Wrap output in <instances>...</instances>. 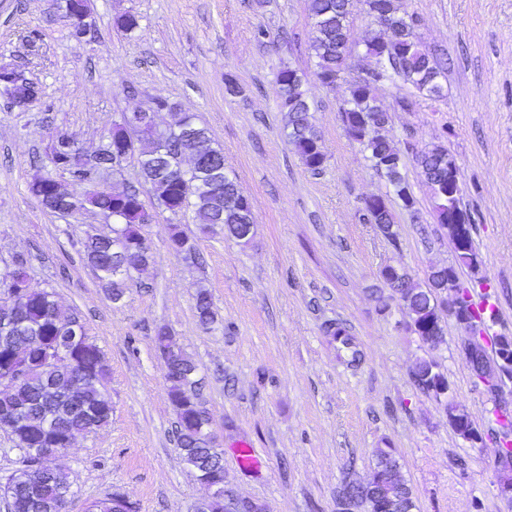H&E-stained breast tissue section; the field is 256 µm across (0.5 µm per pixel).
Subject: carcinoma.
Wrapping results in <instances>:
<instances>
[{"instance_id":"carcinoma-1","label":"carcinoma","mask_w":512,"mask_h":512,"mask_svg":"<svg viewBox=\"0 0 512 512\" xmlns=\"http://www.w3.org/2000/svg\"><path fill=\"white\" fill-rule=\"evenodd\" d=\"M367 14L385 11L397 26L404 49L392 54L383 38L364 43L366 53L383 60L392 74L412 84L425 96L442 92L437 62L419 48L414 22L399 13L396 0H365ZM308 8L316 25L313 27L310 49L315 58L313 75L323 85H336L345 67L341 46L351 35V0H308ZM279 111L283 112V130L287 143L293 146L303 165L312 173L323 170L326 157L321 149L320 136L312 123L310 105L304 88V74L291 67L277 72ZM375 81H356L349 98L339 108L347 136L367 153L371 166L385 176L393 192L404 207L411 208L415 199L403 174L400 152L385 135L389 112L377 100ZM192 129L198 142L204 144L215 164L199 166L180 177L174 168L182 164L181 156L191 147V141L181 134V127ZM134 158L145 182L151 185L157 201L169 207L168 213L177 217L192 213L194 223L206 230L221 225L224 235L238 241L252 235L255 217L252 203L235 177L227 168L224 151L213 144L207 129L199 125L194 114L185 112L175 126L156 135L151 127L128 129L112 123L101 141L96 156L99 175L114 170L113 160ZM48 161L68 172L71 181L91 186L97 182L87 177L86 153L62 130L51 136ZM416 161L420 176L432 191L433 210L437 223L446 230L452 244L454 262L445 267H432L425 286L413 282L411 276L393 267H387L382 277L392 289L386 295L376 296L378 305L386 309L389 301L397 300L404 324L418 339L426 338L436 345L444 342L445 322L441 312L445 308L439 296L457 299L471 322L473 335L480 337L486 350L494 353L498 341L487 336L483 325L491 316L490 300L493 292L486 279L479 276L480 264L474 242L466 249L459 248L455 225L448 223V211L453 209L470 224L460 207L462 188L456 184L458 167L448 149L433 145L422 149ZM30 191L44 207L58 199V193L69 197L72 211L94 208L112 215L110 233L87 236L83 259L106 282L112 300L124 296L125 278L147 268L151 254L142 235L144 204L140 193L128 190L114 197L104 191H90L78 196L58 180L47 177L42 184H31ZM365 216L388 238L395 236L394 214L390 200L379 197L365 205ZM170 242L181 247V254L191 261L199 258L196 240L184 234L179 225H173ZM468 271L469 279L461 277ZM484 292L474 298L472 288ZM23 308L21 324L8 332L0 330V413L15 409L24 411L23 423L18 427L1 426L23 453V467L4 488V497L21 503L24 512H61L71 497L69 475L61 469L45 472L36 466V454L45 448L64 451L57 438H75L84 432L99 429L112 419V401L104 389L108 370L101 349L89 341L85 326L78 316L61 310L53 293L45 289H29ZM195 317L198 324L210 328L217 322V313L210 290L201 285L194 296ZM153 343L166 367L167 397L175 415L177 452L190 467L197 480L203 477L224 476V453L210 446L209 417L198 402L199 366L165 328L155 331ZM70 349L67 359L58 356L62 349ZM86 381L76 396L70 397L52 390L79 374ZM416 385L422 391L440 398V391L449 388L448 379L433 359H422L413 373ZM448 422L462 439H498L496 473L499 487L512 492V411L505 405L495 410L488 427H479L466 409L450 398L446 401ZM371 484L386 504L389 512H415L413 492L400 472V464L391 448L375 451L371 470ZM360 498L356 486L344 485L338 495L339 512H349L352 503Z\"/></svg>"}]
</instances>
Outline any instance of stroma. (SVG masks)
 Segmentation results:
<instances>
[{
    "mask_svg": "<svg viewBox=\"0 0 512 512\" xmlns=\"http://www.w3.org/2000/svg\"><path fill=\"white\" fill-rule=\"evenodd\" d=\"M89 5L90 26L78 39L64 0H0V64L38 88L25 106L0 93V268L26 255L31 287L53 291L62 309L80 316L108 366L111 422L77 437L59 460L75 491L67 512H86L115 491L139 512H191L203 495L176 451L153 345L159 326L199 365L200 402L211 445L224 451L226 486L266 512H338L340 487L366 480L379 448L394 449L417 512H512L499 493L494 444L460 439L444 405L418 389L412 373L420 359H435L455 401L480 425L498 403L512 408V385L497 398L474 382L460 354L466 332L454 320L432 351L404 330L398 304L382 311L372 296L385 285V267L422 284L430 266L454 260L416 165L421 149L439 144L456 159L481 274L495 290L491 331L512 336V0H398L421 47L440 63L443 90L430 98L399 78L377 90L415 198L411 209L392 200L393 239L363 216L365 199L386 194L389 183L348 138L338 112L366 64L364 41L382 33L364 0L351 8L352 66L332 88L312 76L308 0ZM127 12L140 19L130 33L115 24ZM284 66L310 75L326 155L318 174L283 136L276 73ZM230 81L239 95L227 94ZM159 100L177 107L160 113L162 125L194 113L223 148L252 200L254 235L242 244L180 217L197 240L196 265L171 248L174 222L158 213L142 229L152 261L115 302L83 259L86 235L110 231L111 220L94 210L51 212L29 187L48 175L70 181L46 158L54 130L89 153L122 113ZM201 285L222 321L212 331L194 316ZM336 322L354 336L358 366L340 359L326 331ZM244 442L256 466L238 458Z\"/></svg>",
    "mask_w": 512,
    "mask_h": 512,
    "instance_id": "obj_1",
    "label": "stroma"
}]
</instances>
